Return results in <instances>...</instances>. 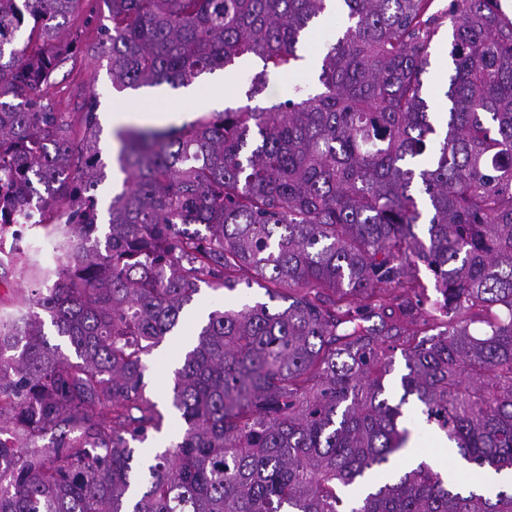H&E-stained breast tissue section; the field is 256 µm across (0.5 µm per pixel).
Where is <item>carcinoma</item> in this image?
I'll return each mask as SVG.
<instances>
[{
	"label": "carcinoma",
	"mask_w": 512,
	"mask_h": 512,
	"mask_svg": "<svg viewBox=\"0 0 512 512\" xmlns=\"http://www.w3.org/2000/svg\"><path fill=\"white\" fill-rule=\"evenodd\" d=\"M112 86L173 88L254 56L286 73L328 13L312 92L116 133L102 222L98 101L44 102L82 0H0V512H512L408 455L403 406L480 470L512 471V18L499 0H105ZM451 29L434 110L424 75ZM41 228L53 263L19 248ZM424 265L429 295L413 275ZM265 289L209 313L174 373L180 441L143 356L200 284ZM284 302L272 308L269 303ZM67 338L72 363L45 337ZM400 353L394 399L384 377ZM9 286L0 285V307L1 309H14L18 298L30 288V281L24 276L10 278Z\"/></svg>",
	"instance_id": "1"
}]
</instances>
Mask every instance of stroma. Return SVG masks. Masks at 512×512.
I'll use <instances>...</instances> for the list:
<instances>
[{"mask_svg":"<svg viewBox=\"0 0 512 512\" xmlns=\"http://www.w3.org/2000/svg\"><path fill=\"white\" fill-rule=\"evenodd\" d=\"M112 20L105 0H85L83 9L70 23L69 33L76 36L82 45H94L103 27ZM336 35L334 23L322 24L313 31L301 49L302 59L298 67L285 74H270L264 93L247 97L251 76L259 71V64L234 69H219L197 78L190 88H172L161 85L155 88L116 91L112 86L105 57L91 53L80 54L67 62L56 73L54 83L46 94V100L55 111H80L87 93L93 92L98 100V118L101 127L99 148L105 165L106 180L97 191L98 205L108 208L112 197L120 191L123 176L116 164L118 144L109 120V114L121 112H151L150 126L159 128L178 127L199 116L195 97H205L211 92L215 81H223L224 92L216 111L227 107L269 108L277 104L284 95V84L301 88L314 86L326 44ZM264 291L258 287L238 285L236 290H214L201 287L191 304L183 311L178 327L165 337L146 358L148 377L146 394L157 403L164 415L162 430L153 434L148 444L153 448H168L181 438L182 423L172 406L174 371L200 328L206 323L208 314L216 309L242 308L244 304L264 301Z\"/></svg>","mask_w":512,"mask_h":512,"instance_id":"1","label":"stroma"}]
</instances>
